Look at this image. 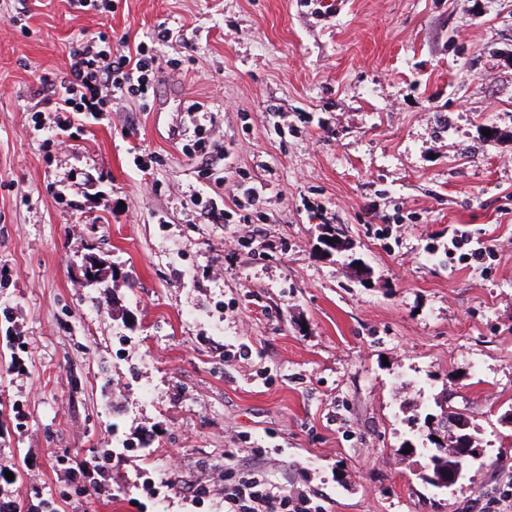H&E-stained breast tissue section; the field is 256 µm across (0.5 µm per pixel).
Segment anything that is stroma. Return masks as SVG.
Here are the masks:
<instances>
[{
	"instance_id": "stroma-1",
	"label": "stroma",
	"mask_w": 512,
	"mask_h": 512,
	"mask_svg": "<svg viewBox=\"0 0 512 512\" xmlns=\"http://www.w3.org/2000/svg\"><path fill=\"white\" fill-rule=\"evenodd\" d=\"M161 27L148 103L37 113L77 41ZM443 402L483 462L437 489ZM511 410L512 0H0V512H224L228 464L327 512H512Z\"/></svg>"
}]
</instances>
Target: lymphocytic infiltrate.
Instances as JSON below:
<instances>
[{"instance_id":"lymphocytic-infiltrate-1","label":"lymphocytic infiltrate","mask_w":512,"mask_h":512,"mask_svg":"<svg viewBox=\"0 0 512 512\" xmlns=\"http://www.w3.org/2000/svg\"><path fill=\"white\" fill-rule=\"evenodd\" d=\"M164 61L154 47L138 43L134 53L113 51L112 41L97 34L73 48L70 70L55 80L43 75L51 93L41 100L42 111L55 113L57 128L69 126L76 112H108L132 97L147 99ZM224 512H323L317 497L270 478L266 470H224Z\"/></svg>"}]
</instances>
